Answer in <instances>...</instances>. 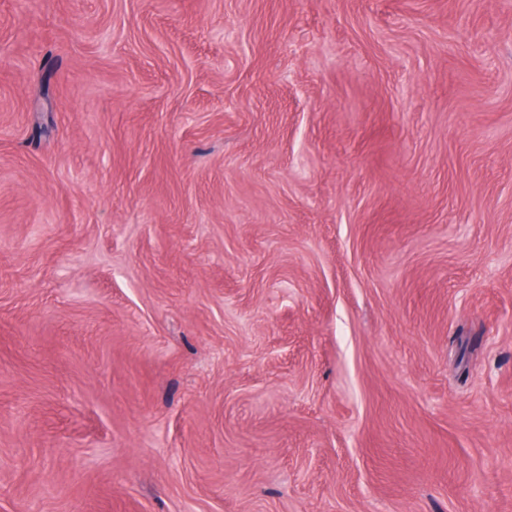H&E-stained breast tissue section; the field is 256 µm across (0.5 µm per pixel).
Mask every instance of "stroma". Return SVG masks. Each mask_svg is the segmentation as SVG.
<instances>
[{"label":"stroma","mask_w":512,"mask_h":512,"mask_svg":"<svg viewBox=\"0 0 512 512\" xmlns=\"http://www.w3.org/2000/svg\"><path fill=\"white\" fill-rule=\"evenodd\" d=\"M0 512H512V0H0Z\"/></svg>","instance_id":"obj_1"}]
</instances>
